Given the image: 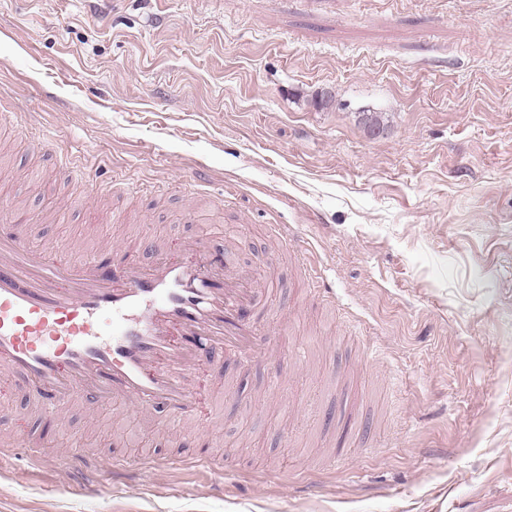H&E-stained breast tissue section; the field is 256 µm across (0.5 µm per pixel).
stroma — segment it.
<instances>
[{"mask_svg": "<svg viewBox=\"0 0 512 512\" xmlns=\"http://www.w3.org/2000/svg\"><path fill=\"white\" fill-rule=\"evenodd\" d=\"M1 111V234L243 238L274 347L227 368L247 405L198 364L179 436L0 380L49 457H0V512H512V0H0Z\"/></svg>", "mask_w": 512, "mask_h": 512, "instance_id": "35a3bbf8", "label": "stroma"}]
</instances>
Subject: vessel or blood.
<instances>
[{
  "label": "vessel or blood",
  "instance_id": "1",
  "mask_svg": "<svg viewBox=\"0 0 512 512\" xmlns=\"http://www.w3.org/2000/svg\"><path fill=\"white\" fill-rule=\"evenodd\" d=\"M30 236V225L17 224L0 237V372L27 394L37 420L74 403L123 404L164 408L175 430L197 417L191 368L199 358L266 357L269 337L245 316L258 306L259 281L234 248L191 236L183 245L192 259L180 264L152 236L147 263L143 249L108 239L73 259L56 245L32 246ZM173 325L185 346L171 340Z\"/></svg>",
  "mask_w": 512,
  "mask_h": 512
}]
</instances>
